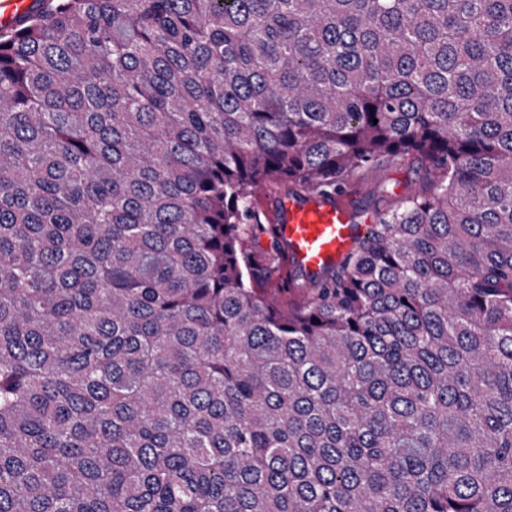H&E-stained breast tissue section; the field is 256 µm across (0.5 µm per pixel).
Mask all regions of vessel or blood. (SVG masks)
I'll return each mask as SVG.
<instances>
[{"label": "vessel or blood", "instance_id": "vessel-or-blood-1", "mask_svg": "<svg viewBox=\"0 0 512 512\" xmlns=\"http://www.w3.org/2000/svg\"><path fill=\"white\" fill-rule=\"evenodd\" d=\"M34 5L35 0H0V27H14ZM271 221L284 244L286 273L306 280L334 267L363 230L362 225L353 223L345 199L317 192L280 197Z\"/></svg>", "mask_w": 512, "mask_h": 512}]
</instances>
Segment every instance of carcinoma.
Masks as SVG:
<instances>
[{"mask_svg": "<svg viewBox=\"0 0 512 512\" xmlns=\"http://www.w3.org/2000/svg\"><path fill=\"white\" fill-rule=\"evenodd\" d=\"M383 156L440 176L281 306L253 195ZM0 512H512V0L0 31Z\"/></svg>", "mask_w": 512, "mask_h": 512, "instance_id": "1", "label": "carcinoma"}]
</instances>
